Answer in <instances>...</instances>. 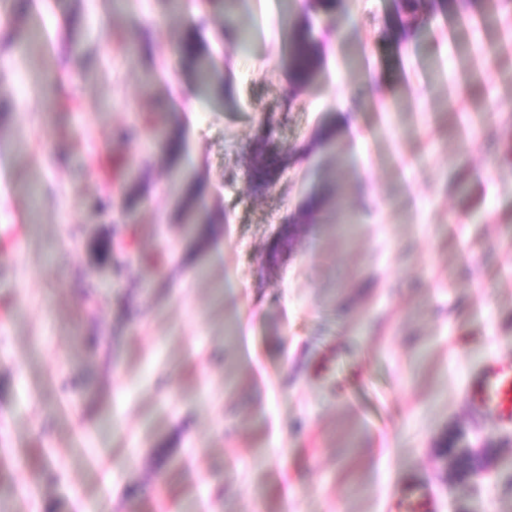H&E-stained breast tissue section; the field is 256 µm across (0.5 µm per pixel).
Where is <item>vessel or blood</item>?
<instances>
[{
	"instance_id": "obj_1",
	"label": "vessel or blood",
	"mask_w": 512,
	"mask_h": 512,
	"mask_svg": "<svg viewBox=\"0 0 512 512\" xmlns=\"http://www.w3.org/2000/svg\"><path fill=\"white\" fill-rule=\"evenodd\" d=\"M464 396L476 414L512 423V359L484 363L467 381ZM431 488L420 477L405 478L393 492L390 512H434Z\"/></svg>"
}]
</instances>
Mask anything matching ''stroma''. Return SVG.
I'll return each instance as SVG.
<instances>
[{"instance_id": "1", "label": "stroma", "mask_w": 512, "mask_h": 512, "mask_svg": "<svg viewBox=\"0 0 512 512\" xmlns=\"http://www.w3.org/2000/svg\"><path fill=\"white\" fill-rule=\"evenodd\" d=\"M392 8L318 15L324 65L300 91L291 0H241L244 47L216 37L207 0H30L15 16L0 44L23 85L0 113V512H388L413 472L436 512H512V426L463 400L472 372L512 358V16L438 13L397 45ZM196 12L226 92L197 91L188 114L173 89L196 82L180 52ZM344 109L355 126L316 145ZM150 117L181 132L180 159ZM267 121L294 161L257 194ZM201 181L204 204L183 210ZM326 186L332 203L267 266L280 224ZM451 432L490 448L472 481L446 474Z\"/></svg>"}]
</instances>
